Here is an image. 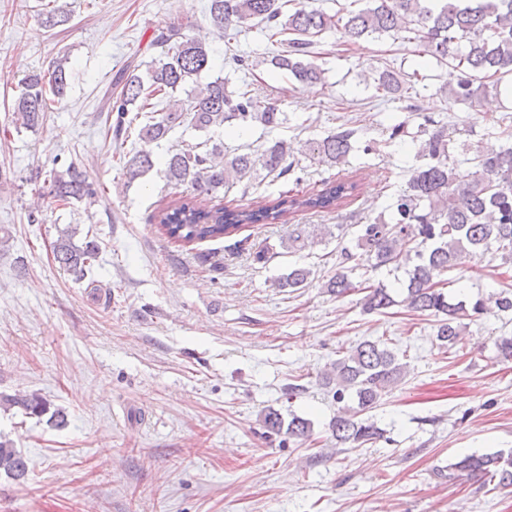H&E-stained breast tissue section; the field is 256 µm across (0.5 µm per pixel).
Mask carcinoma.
<instances>
[{
  "mask_svg": "<svg viewBox=\"0 0 512 512\" xmlns=\"http://www.w3.org/2000/svg\"><path fill=\"white\" fill-rule=\"evenodd\" d=\"M358 10L340 6L334 14L313 7L283 11L278 0H210L209 21L220 36H227L233 26L254 21L268 41L278 49L253 61L235 56L238 66L256 69L266 65L287 74L300 84L320 82L324 70L314 61L312 48L317 38L334 30L346 42L357 46L368 38L390 36L416 40L418 56L441 67L453 64L460 70L456 86L448 89V103L482 106L483 96L492 90L501 93L505 78L512 79V0H367ZM45 27L55 29L71 20L70 10L54 6L40 12ZM154 43L164 48L146 75L134 69L121 73L119 91L112 98L116 113L113 132L119 138L131 128L129 113L148 106L154 95L169 98L166 110L148 118L138 137L145 143L160 141L184 121L198 131L208 132L225 124L258 123L266 129L286 121L277 102L259 99L250 90H231L221 76L199 88L189 103L175 98L177 91L196 80L210 64L208 45L184 32L183 24L170 22L156 30ZM67 58L60 57L44 73H31L21 80L23 90L14 100L13 123L34 129L44 123L49 111V97L66 94L70 72ZM377 89L396 100L406 98L412 88L410 76L391 66L374 78ZM427 136L417 152L423 163L413 168L405 188L389 206L390 216L376 217L360 225L356 248L341 255L348 266L336 272L324 288L342 297L355 289L350 274L356 266L349 262L363 259L377 270L393 266L404 268L407 279L400 295L411 310L436 320L438 347L449 351L463 334L462 320L491 311L512 314V292L502 290L488 297L453 299L439 288L441 276L492 249L504 251L512 260V131L504 128L499 135L506 140L497 153L477 154L473 158L452 159L448 154V128L438 123L422 126ZM356 130L341 126L320 140L307 144L312 159L336 167L348 162L354 148ZM167 180L176 185L188 183L192 194L168 202L155 214L157 231L170 242L183 247L222 239L245 224H285L300 210L332 212L355 195L358 184L329 181L317 194L303 197H279L255 209L226 208L209 205L210 197L230 182L251 179L258 170L275 178L293 171L290 147L282 140L269 142L261 150L228 153L224 144L207 147L201 143L170 154L164 162ZM154 167L150 152L139 150L124 164L129 180ZM50 194L56 201H92L98 196L97 184L71 164L63 172L50 171ZM78 226L59 230L53 245L59 266L82 278L99 254L96 240L74 242ZM310 232L294 224L282 241L288 252L306 248ZM311 270L292 267L272 281L280 289L304 288ZM362 299L367 312H382L396 305V294L379 286L365 287ZM407 364L401 362L388 345L366 340L336 360L332 371L323 377L334 401L340 404L330 424L336 445L362 446L384 437V430L367 413L377 407L382 395L402 380ZM18 407L27 415L41 416L48 411L46 402L36 395H2L0 408ZM263 427L271 434L285 432L306 441L312 422L294 417L286 422L281 413L270 410L263 416ZM464 472L494 487L512 486V450L486 454H465L450 467L448 476ZM0 473L25 480L28 469L23 454L0 442Z\"/></svg>",
  "mask_w": 512,
  "mask_h": 512,
  "instance_id": "carcinoma-1",
  "label": "carcinoma"
}]
</instances>
